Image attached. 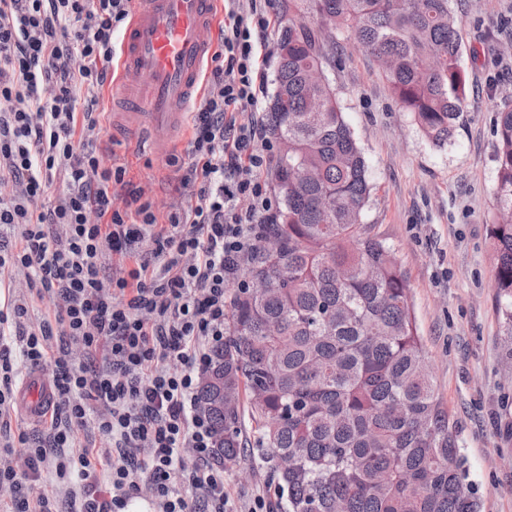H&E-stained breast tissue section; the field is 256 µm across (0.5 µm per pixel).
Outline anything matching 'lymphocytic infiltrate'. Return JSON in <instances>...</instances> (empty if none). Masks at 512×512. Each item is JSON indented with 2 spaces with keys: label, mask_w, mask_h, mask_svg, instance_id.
I'll use <instances>...</instances> for the list:
<instances>
[{
  "label": "lymphocytic infiltrate",
  "mask_w": 512,
  "mask_h": 512,
  "mask_svg": "<svg viewBox=\"0 0 512 512\" xmlns=\"http://www.w3.org/2000/svg\"><path fill=\"white\" fill-rule=\"evenodd\" d=\"M131 2L0 0V224L23 228L15 244L0 241V284L20 271L55 299L39 329L12 334L5 323L27 309L0 305V411L15 403L21 361L48 371L55 423L27 444L24 470L0 467L14 512L45 506L36 481L51 459L58 479L82 482L79 512H120L145 483L162 512H224L197 377L224 340L226 288L277 221L265 178L276 145L262 110L273 0H224L221 51L190 114L188 194L162 219L143 191H126L123 166L100 167L101 115L77 105L78 91L107 81ZM113 252L135 265L111 279ZM55 335L81 345L82 362L49 353ZM90 423L111 436V456L76 448Z\"/></svg>",
  "instance_id": "f902f5d3"
}]
</instances>
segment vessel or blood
Here are the masks:
<instances>
[{
  "label": "vessel or blood",
  "mask_w": 512,
  "mask_h": 512,
  "mask_svg": "<svg viewBox=\"0 0 512 512\" xmlns=\"http://www.w3.org/2000/svg\"><path fill=\"white\" fill-rule=\"evenodd\" d=\"M217 0H134L114 85L141 97L145 122L137 143L170 145L193 101L199 100ZM49 397L47 378L29 377L19 400L32 413L35 395Z\"/></svg>",
  "instance_id": "obj_1"
}]
</instances>
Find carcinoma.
<instances>
[{
	"label": "carcinoma",
	"mask_w": 512,
	"mask_h": 512,
	"mask_svg": "<svg viewBox=\"0 0 512 512\" xmlns=\"http://www.w3.org/2000/svg\"><path fill=\"white\" fill-rule=\"evenodd\" d=\"M450 0H283L269 105L279 143V223L226 291L224 343L197 399L214 453L237 465L248 442L272 466L278 512H479L456 424L442 407L405 275L362 223L368 168L335 89L313 74L321 29L346 31L384 71L396 103L447 142L467 99ZM314 22L297 26L292 16ZM496 300L512 363V108L495 118Z\"/></svg>",
	"instance_id": "obj_1"
}]
</instances>
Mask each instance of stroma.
<instances>
[{"instance_id":"obj_1","label":"stroma","mask_w":512,"mask_h":512,"mask_svg":"<svg viewBox=\"0 0 512 512\" xmlns=\"http://www.w3.org/2000/svg\"><path fill=\"white\" fill-rule=\"evenodd\" d=\"M462 19L461 65L468 104L448 143L433 144L411 113L399 111L377 61L346 33L330 45L339 63L325 74L361 147L372 185L363 221L405 272L410 302L440 401L457 424L458 445L482 512H512V365L504 360L496 303L497 176L494 118L512 107V0H451ZM99 156L123 164L157 215L180 194L182 174L166 157L112 134L117 106L104 87ZM224 512L274 501L257 451L225 469Z\"/></svg>"}]
</instances>
